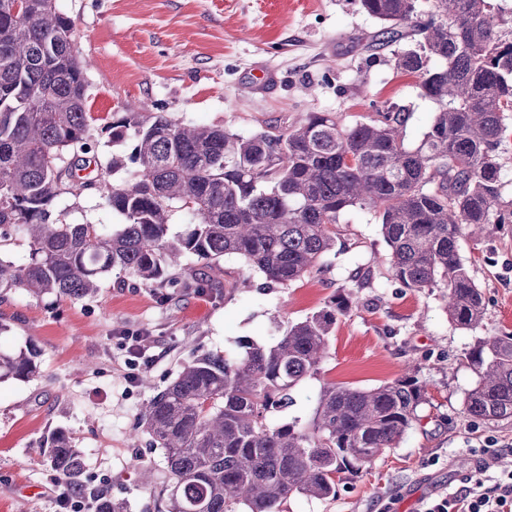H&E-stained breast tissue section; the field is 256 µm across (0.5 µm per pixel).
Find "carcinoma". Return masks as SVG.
I'll return each instance as SVG.
<instances>
[{"label": "carcinoma", "instance_id": "obj_1", "mask_svg": "<svg viewBox=\"0 0 512 512\" xmlns=\"http://www.w3.org/2000/svg\"><path fill=\"white\" fill-rule=\"evenodd\" d=\"M0 0V242L22 235L25 259L0 257V300L13 289L35 298L98 296L111 274L176 288L171 270L196 262L221 269L243 258L271 285L320 273L351 207L379 214L393 278L403 288L442 292L448 318L473 329L486 315L482 291L459 240L488 224H512L500 189V149L512 136V30L487 0H433L425 22L419 0H361L382 28L373 42L411 46L394 66L420 78L436 106L420 143L405 144L408 112L376 108L379 119L342 126L312 111L286 130L244 136L187 124L163 112H123L109 126L112 145L131 143L102 166L89 124L86 65L71 20L57 0ZM91 185L122 218L117 228L63 224L52 208ZM190 229L169 234L173 208ZM358 292L288 325L270 345L242 340L240 358L205 353L145 406L143 433L165 450L167 512H280L295 494L336 496L342 474L395 448L428 402L412 369L370 389L323 385L309 423L276 420L292 389L320 373L340 319ZM478 372L464 412L512 418V335L487 336L468 353ZM38 352L0 350V383L26 381ZM41 462L63 484L81 473L82 450L53 432Z\"/></svg>", "mask_w": 512, "mask_h": 512}]
</instances>
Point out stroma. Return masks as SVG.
<instances>
[{
	"label": "stroma",
	"instance_id": "1",
	"mask_svg": "<svg viewBox=\"0 0 512 512\" xmlns=\"http://www.w3.org/2000/svg\"><path fill=\"white\" fill-rule=\"evenodd\" d=\"M87 70L91 127L102 165L112 162V115L147 106L188 124L248 135L284 131L311 111L344 125L375 120L383 103L409 114L405 142L419 144L436 105L415 76L398 73L389 46L370 47L381 27L360 0H59ZM54 221L118 224L97 188L62 195ZM460 255L486 305L483 325L464 329L440 292L398 287L375 213L340 217L327 269L270 288L243 259L225 257L216 284L201 290L131 285L107 277L97 299H35L15 289L0 302V348L35 346L40 372L0 384V512H69L59 479L39 464L56 429L84 454L86 492L107 491L128 512H165L163 449L138 427L144 405L183 364L203 353L230 356L238 342L269 345L288 324L319 311L340 291L360 303L337 324L317 377L293 391L288 417L309 421L323 384L371 388L417 368L428 402L421 421L375 463L347 474L334 498L298 495L281 512H421L425 501L469 483L492 484L491 448H512V419L464 412L477 380L467 357L485 336L512 334V224L463 237ZM364 286H357V278ZM152 474L150 485L138 478Z\"/></svg>",
	"mask_w": 512,
	"mask_h": 512
}]
</instances>
